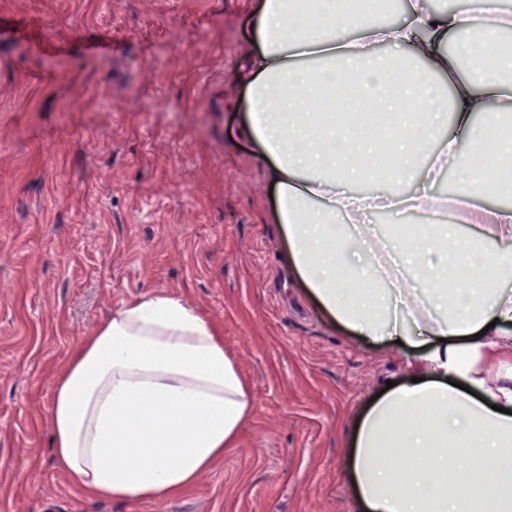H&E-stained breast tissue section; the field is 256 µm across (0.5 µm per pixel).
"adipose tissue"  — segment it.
Returning <instances> with one entry per match:
<instances>
[{
    "label": "adipose tissue",
    "mask_w": 512,
    "mask_h": 512,
    "mask_svg": "<svg viewBox=\"0 0 512 512\" xmlns=\"http://www.w3.org/2000/svg\"><path fill=\"white\" fill-rule=\"evenodd\" d=\"M297 0H253L252 47L239 72V136L267 163L274 220L288 240V268L336 326L408 346L405 377L375 399L351 431L349 476L361 512H512V207L484 203L487 188L467 160L512 155V135L495 136L512 103V54L493 70H461L469 32L488 39L512 28L511 12L448 14L409 0L403 22L356 19L347 0H313L302 23ZM456 34L457 53L448 36ZM346 112L344 126L335 115ZM390 119L377 137L359 113ZM453 134L441 141L444 123ZM391 152L410 208L446 206L433 186L455 165L465 224L502 243L488 253L453 225L418 226L380 238L366 212L385 197H349L361 174L341 160L336 137ZM355 225L352 250L337 222ZM480 266L459 287L454 268ZM429 414L410 423L414 410ZM253 412L251 389L224 351V331L182 298L128 299L71 348L54 375L49 407L57 464L90 500L174 496L236 447ZM488 477L469 498L449 487L454 472Z\"/></svg>",
    "instance_id": "1"
}]
</instances>
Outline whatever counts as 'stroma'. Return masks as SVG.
Segmentation results:
<instances>
[{"label": "stroma", "mask_w": 512, "mask_h": 512, "mask_svg": "<svg viewBox=\"0 0 512 512\" xmlns=\"http://www.w3.org/2000/svg\"><path fill=\"white\" fill-rule=\"evenodd\" d=\"M249 3L0 0V512H358L349 433L405 366L288 277L235 139ZM156 292L223 324L254 410L183 494L88 502L54 462L53 374Z\"/></svg>", "instance_id": "obj_1"}]
</instances>
